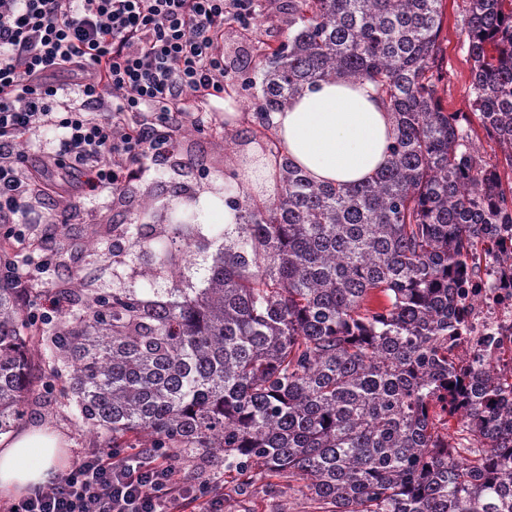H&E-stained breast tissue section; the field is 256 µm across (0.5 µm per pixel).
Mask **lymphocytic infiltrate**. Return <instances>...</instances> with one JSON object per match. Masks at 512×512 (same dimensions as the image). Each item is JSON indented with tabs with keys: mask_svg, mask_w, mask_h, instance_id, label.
<instances>
[{
	"mask_svg": "<svg viewBox=\"0 0 512 512\" xmlns=\"http://www.w3.org/2000/svg\"><path fill=\"white\" fill-rule=\"evenodd\" d=\"M257 0H0V219L42 182L22 135L65 129L50 151L85 171L77 193L115 192L144 159L165 157L192 120L186 98L225 94V26H249ZM224 472L189 486L168 454L80 453L65 476L0 502V512H224Z\"/></svg>",
	"mask_w": 512,
	"mask_h": 512,
	"instance_id": "lymphocytic-infiltrate-1",
	"label": "lymphocytic infiltrate"
}]
</instances>
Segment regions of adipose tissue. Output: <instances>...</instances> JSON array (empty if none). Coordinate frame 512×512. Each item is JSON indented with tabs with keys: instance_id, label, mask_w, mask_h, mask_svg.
Listing matches in <instances>:
<instances>
[{
	"instance_id": "obj_1",
	"label": "adipose tissue",
	"mask_w": 512,
	"mask_h": 512,
	"mask_svg": "<svg viewBox=\"0 0 512 512\" xmlns=\"http://www.w3.org/2000/svg\"><path fill=\"white\" fill-rule=\"evenodd\" d=\"M276 137L292 161L319 183L353 185L383 166L394 119L370 83L320 81L274 112ZM63 437L30 425L0 437V495L12 496L54 479Z\"/></svg>"
}]
</instances>
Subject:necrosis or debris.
<instances>
[{
    "mask_svg": "<svg viewBox=\"0 0 512 512\" xmlns=\"http://www.w3.org/2000/svg\"><path fill=\"white\" fill-rule=\"evenodd\" d=\"M463 308L467 332L452 343L472 373L488 367L512 372V242L486 235L470 254Z\"/></svg>",
    "mask_w": 512,
    "mask_h": 512,
    "instance_id": "4bbe7bcc",
    "label": "necrosis or debris"
}]
</instances>
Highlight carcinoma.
Here are the masks:
<instances>
[{
	"mask_svg": "<svg viewBox=\"0 0 512 512\" xmlns=\"http://www.w3.org/2000/svg\"><path fill=\"white\" fill-rule=\"evenodd\" d=\"M471 108L512 169V0H467ZM443 0H261L254 25L287 18L227 94L251 103L252 140L279 159L273 197L232 166L238 223L203 287L184 275L202 236L188 208L128 224L155 248L146 288L90 294L42 334L69 373L61 394L114 448L205 460L243 487L256 475L301 483L320 512H512V386L479 375L466 403L475 450L443 444L428 415L456 377L445 343L463 327L459 289L479 230L512 225V181L484 162L464 113L440 96ZM370 82L396 134L384 165L355 185L318 184L281 152L272 114L305 87ZM25 289L0 275V434L41 395L23 330Z\"/></svg>",
	"mask_w": 512,
	"mask_h": 512,
	"instance_id": "cac0c4a2",
	"label": "carcinoma"
}]
</instances>
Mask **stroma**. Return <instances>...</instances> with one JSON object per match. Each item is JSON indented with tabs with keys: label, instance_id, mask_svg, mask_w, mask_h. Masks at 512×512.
<instances>
[{
	"label": "stroma",
	"instance_id": "obj_1",
	"mask_svg": "<svg viewBox=\"0 0 512 512\" xmlns=\"http://www.w3.org/2000/svg\"><path fill=\"white\" fill-rule=\"evenodd\" d=\"M443 11L441 38L448 83L440 95L449 111L465 112L471 93V60L463 25L466 2L444 0ZM284 28L277 15L266 19L251 34L235 25L226 27L221 48L229 73H236L240 62L250 60L260 43L280 41ZM185 108L202 115L208 135L196 134L188 123L176 128L173 156L145 161L126 181L123 201H113L106 192L88 195L70 212L67 223L57 224L53 218L64 205L62 198L38 195L16 214L15 220L26 238L24 243L14 244L13 249L18 272L27 280L31 292L47 294L64 282L103 294L115 288L141 287L143 271L154 264L153 254L116 236L113 225L129 223L148 195L155 198L151 220L162 224L169 208L188 207L191 198L204 191L222 193L227 129L222 102L216 99L204 105L190 98ZM46 255L51 256L52 264L46 273H38V265ZM25 420L49 423L64 437L71 451L109 444L106 433L87 432L75 406L58 395L51 402L31 404ZM224 508L226 512H317L316 504L297 486L278 477L260 475L255 477L250 492L242 495L235 494L232 482H225Z\"/></svg>",
	"mask_w": 512,
	"mask_h": 512
}]
</instances>
